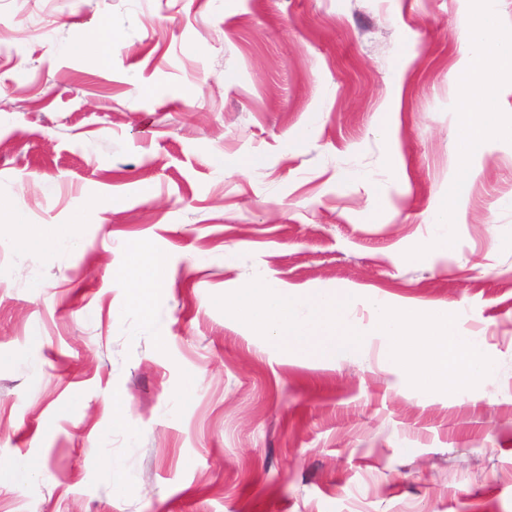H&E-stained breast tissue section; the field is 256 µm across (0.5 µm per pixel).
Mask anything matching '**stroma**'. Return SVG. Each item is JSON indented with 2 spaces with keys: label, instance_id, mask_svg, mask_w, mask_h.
Segmentation results:
<instances>
[{
  "label": "stroma",
  "instance_id": "35a3bbf8",
  "mask_svg": "<svg viewBox=\"0 0 512 512\" xmlns=\"http://www.w3.org/2000/svg\"><path fill=\"white\" fill-rule=\"evenodd\" d=\"M485 7L512 34V0H0V466L32 465L0 512H512V141L432 247ZM103 21L108 62L70 53ZM259 280L356 292L366 328L447 305L494 370L301 358L225 306ZM161 264L144 244L133 247L132 260L123 276L127 282L130 298L143 316L152 309L153 292L161 284Z\"/></svg>",
  "mask_w": 512,
  "mask_h": 512
}]
</instances>
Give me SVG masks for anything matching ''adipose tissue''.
Instances as JSON below:
<instances>
[{"label":"adipose tissue","instance_id":"ef3b65f1","mask_svg":"<svg viewBox=\"0 0 512 512\" xmlns=\"http://www.w3.org/2000/svg\"><path fill=\"white\" fill-rule=\"evenodd\" d=\"M497 26L495 14L488 10L468 20L474 48L460 67L465 97L457 147L460 172L448 184L435 217L439 224H452V206L465 193L474 175L472 161L485 143L493 137L512 138V124H502L488 104L495 80L512 75V37L501 38L490 50L483 46L485 35ZM161 270L146 245L134 246L124 278L142 315L151 312ZM355 300L352 292L299 293L264 282L238 288L231 306L247 325L291 344L300 357L333 360L362 353L368 342L365 331L345 316ZM374 313L377 331L388 341L390 361L403 366L423 390L466 393L479 387L494 368L482 344L458 329L447 308L421 311L379 300Z\"/></svg>","mask_w":512,"mask_h":512}]
</instances>
